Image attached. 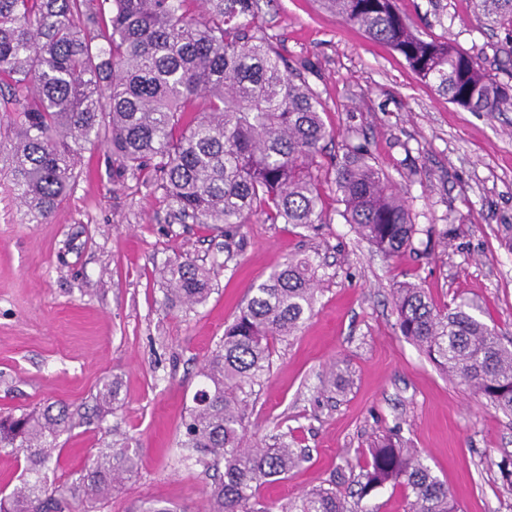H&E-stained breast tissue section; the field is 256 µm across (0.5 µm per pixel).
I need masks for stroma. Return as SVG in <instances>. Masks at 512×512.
<instances>
[{"mask_svg":"<svg viewBox=\"0 0 512 512\" xmlns=\"http://www.w3.org/2000/svg\"><path fill=\"white\" fill-rule=\"evenodd\" d=\"M427 39H450L512 86L503 31L472 0H396ZM261 28L290 64L311 69L334 137L330 162L365 142L390 183L405 193L414 248L386 258L346 224L335 186H322L325 222L312 231L250 214L233 237L174 219L161 189L118 176L106 147L85 152L74 190L51 219L31 224L0 179V411L61 401L78 418L59 438L49 479L72 483L98 448L126 439L138 475L96 512H203L216 473L180 460L182 423L204 359L252 288L286 259L318 269L314 314L276 343L270 372L249 399L246 425L262 444L287 435L306 462L261 488L284 505L320 485L342 484L349 504L405 512L403 488L356 497L367 450L398 433L447 486L459 512H512V486L498 467L512 459V417L443 375L401 335L397 282L414 281L434 302L479 304L482 319L512 339V110L472 112L449 103L404 57L342 24L319 0H271ZM187 255L217 267L208 300L194 310L163 305L160 270ZM345 375L332 392L330 365ZM117 409L86 423L104 381Z\"/></svg>","mask_w":512,"mask_h":512,"instance_id":"obj_1","label":"stroma"}]
</instances>
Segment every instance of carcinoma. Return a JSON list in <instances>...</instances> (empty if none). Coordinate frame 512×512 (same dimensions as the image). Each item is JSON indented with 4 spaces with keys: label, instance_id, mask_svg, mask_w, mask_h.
Returning a JSON list of instances; mask_svg holds the SVG:
<instances>
[{
    "label": "carcinoma",
    "instance_id": "carcinoma-1",
    "mask_svg": "<svg viewBox=\"0 0 512 512\" xmlns=\"http://www.w3.org/2000/svg\"><path fill=\"white\" fill-rule=\"evenodd\" d=\"M0 0V175L8 177L30 222L47 221L73 191L82 153L100 145L124 171L163 190L172 214L231 233L257 211L276 224L323 223L321 186L332 180L342 217L387 257L412 248L416 227L402 193L366 144L317 161L333 136L305 67L288 63L257 34L261 0H205L197 18L187 0ZM490 26L512 36V0H475ZM343 23L390 45L448 102L473 112L512 109V88L492 78L448 40H426L394 0H322ZM214 269L191 258L160 272L165 304L192 309L211 293ZM316 267L291 257L252 293L224 328L200 371L183 424L184 458L215 471L205 512H273L259 490L285 479L305 456L282 442L248 436L247 399L263 384L277 342L294 335L317 300ZM397 325L449 378L512 415V348L483 322L474 303L442 307L419 285L393 292ZM118 400L114 383L99 409ZM73 428L63 402L19 415L0 413V453L21 456L24 473L0 512H92L112 485L138 474L136 449H99L77 486L49 482L57 441ZM361 494L388 484L406 491L407 512H458L421 453L387 437L369 449ZM280 512H358L336 486L314 487Z\"/></svg>",
    "mask_w": 512,
    "mask_h": 512
}]
</instances>
